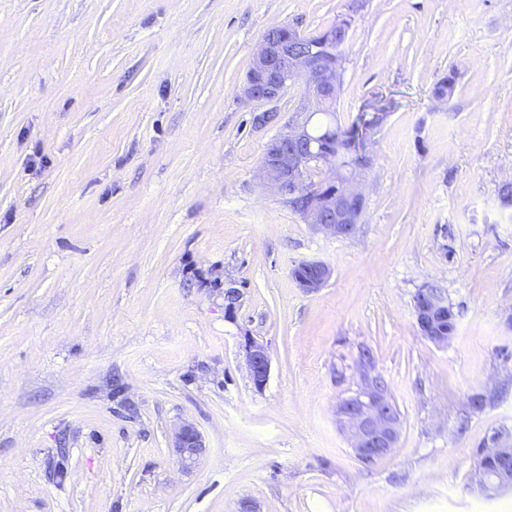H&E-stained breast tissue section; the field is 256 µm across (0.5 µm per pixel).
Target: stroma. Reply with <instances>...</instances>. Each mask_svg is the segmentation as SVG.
Here are the masks:
<instances>
[{
    "label": "stroma",
    "instance_id": "stroma-1",
    "mask_svg": "<svg viewBox=\"0 0 512 512\" xmlns=\"http://www.w3.org/2000/svg\"><path fill=\"white\" fill-rule=\"evenodd\" d=\"M343 18L337 124L396 106L336 238L258 179L296 89L261 126L239 88L270 27ZM506 181L512 0H0V512H512L470 489L512 434ZM312 259L333 275L307 294ZM428 284L457 315L444 346L413 315ZM365 348L400 418L371 465L336 417ZM303 262L298 263L294 269L296 271L303 270ZM307 271L305 274H298L296 271H292V278L298 288H301L306 293H315L326 286L330 278L332 277V268L318 260H309L304 263ZM249 375L257 389H262L269 378L271 357L268 347L251 336L242 344ZM186 467L196 463L205 452V442L199 430L189 422L183 423L173 436V446Z\"/></svg>",
    "mask_w": 512,
    "mask_h": 512
}]
</instances>
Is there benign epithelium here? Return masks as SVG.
I'll return each instance as SVG.
<instances>
[{"label": "benign epithelium", "instance_id": "1", "mask_svg": "<svg viewBox=\"0 0 512 512\" xmlns=\"http://www.w3.org/2000/svg\"><path fill=\"white\" fill-rule=\"evenodd\" d=\"M274 26L261 38L241 87L244 99L268 106L256 117L258 124L275 116V104L288 89L296 87L299 96L281 132L265 146L259 176L267 187L277 192L304 223L334 237L352 235L366 205L360 181L372 166L366 153L341 160L336 149L316 147L312 139V120L327 112L337 96L338 82L345 58L328 49L318 51L297 28ZM326 170L329 181L321 187L309 180L310 168ZM306 273L292 272L296 285L306 293L326 286L332 268L318 260L305 262ZM413 314L419 332L431 342L444 346L451 332L442 328L448 317V294L434 288H422L414 298ZM245 363L256 388H263L269 378L271 357L268 347L251 336L242 344ZM362 384L336 409L338 422L348 434L350 447L362 463L373 464L396 447L399 416L387 386L371 375L370 360H360ZM173 448L186 467L196 463L205 452L202 434L191 423H183L173 436ZM493 460L496 468L486 462ZM472 488L487 497L512 488V442L496 435L491 445L482 449L471 479Z\"/></svg>", "mask_w": 512, "mask_h": 512}]
</instances>
